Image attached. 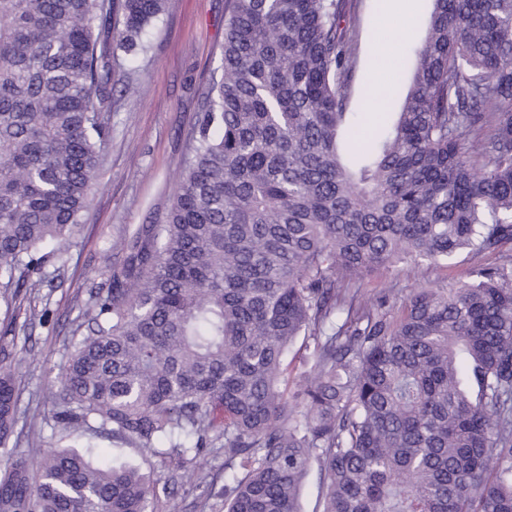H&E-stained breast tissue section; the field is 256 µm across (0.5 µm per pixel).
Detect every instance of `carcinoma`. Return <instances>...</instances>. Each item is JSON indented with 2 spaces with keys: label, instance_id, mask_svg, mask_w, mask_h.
Returning <instances> with one entry per match:
<instances>
[{
  "label": "carcinoma",
  "instance_id": "carcinoma-1",
  "mask_svg": "<svg viewBox=\"0 0 512 512\" xmlns=\"http://www.w3.org/2000/svg\"><path fill=\"white\" fill-rule=\"evenodd\" d=\"M165 0H0V300L63 260L97 185L112 57ZM358 0H229L224 67L158 224L116 243L56 422L167 470L45 444L0 334V512H147L224 451V512H512V0H433L411 82L372 138L347 112ZM498 255L448 289L426 274ZM407 264L419 287L364 291ZM306 338L311 370L286 371ZM307 407V412L299 410ZM321 482L319 471L314 465L302 487L300 507L302 512H316L319 510Z\"/></svg>",
  "mask_w": 512,
  "mask_h": 512
}]
</instances>
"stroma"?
<instances>
[{"instance_id": "stroma-1", "label": "stroma", "mask_w": 512, "mask_h": 512, "mask_svg": "<svg viewBox=\"0 0 512 512\" xmlns=\"http://www.w3.org/2000/svg\"><path fill=\"white\" fill-rule=\"evenodd\" d=\"M432 9V0H359L348 109L367 133L385 132L391 118L387 106L370 102L369 90L391 81L409 84L407 48L421 41ZM226 15L227 0H166L148 28L146 51H119L112 60L111 133L80 230L64 262L45 264L41 288L20 294L13 305L20 406L44 415L50 443L60 438L53 427L56 394L69 350L86 332L82 312L90 286L104 280L110 265L123 263L121 237L161 220L169 208L203 94L222 73ZM131 82L142 85L139 96L126 94ZM32 305L49 308L47 324L27 321Z\"/></svg>"}]
</instances>
